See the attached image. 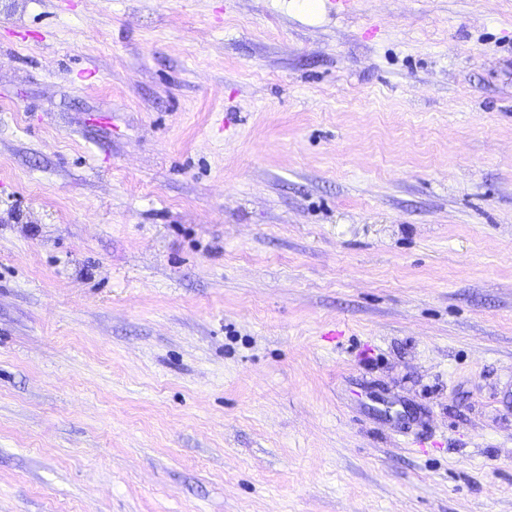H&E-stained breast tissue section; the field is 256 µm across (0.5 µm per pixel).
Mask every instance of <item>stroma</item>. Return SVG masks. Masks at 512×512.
Listing matches in <instances>:
<instances>
[{
	"mask_svg": "<svg viewBox=\"0 0 512 512\" xmlns=\"http://www.w3.org/2000/svg\"><path fill=\"white\" fill-rule=\"evenodd\" d=\"M0 512H512V0H0Z\"/></svg>",
	"mask_w": 512,
	"mask_h": 512,
	"instance_id": "obj_1",
	"label": "stroma"
}]
</instances>
